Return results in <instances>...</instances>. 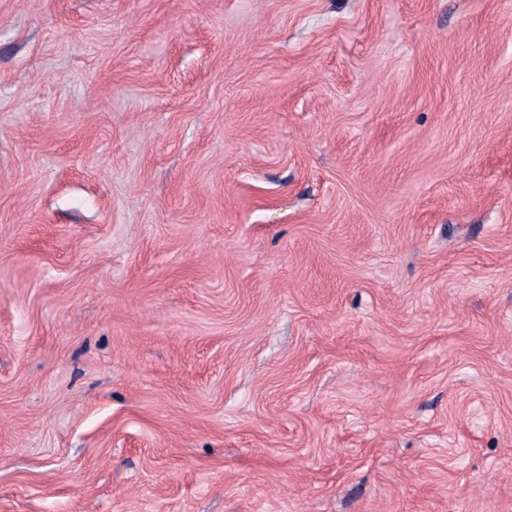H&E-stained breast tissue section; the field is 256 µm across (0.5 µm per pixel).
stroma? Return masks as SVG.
<instances>
[{"mask_svg": "<svg viewBox=\"0 0 512 512\" xmlns=\"http://www.w3.org/2000/svg\"><path fill=\"white\" fill-rule=\"evenodd\" d=\"M0 512H512V0H0Z\"/></svg>", "mask_w": 512, "mask_h": 512, "instance_id": "stroma-1", "label": "stroma"}]
</instances>
